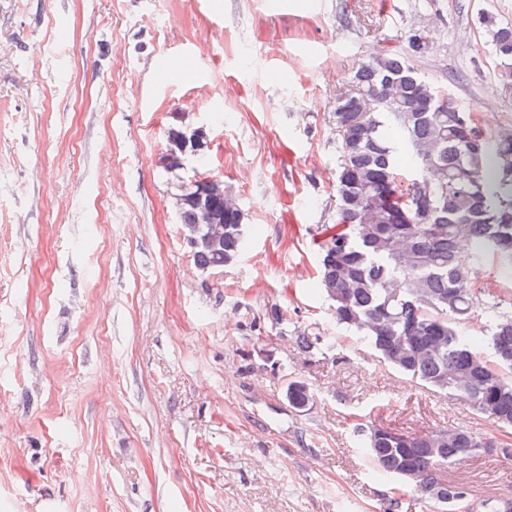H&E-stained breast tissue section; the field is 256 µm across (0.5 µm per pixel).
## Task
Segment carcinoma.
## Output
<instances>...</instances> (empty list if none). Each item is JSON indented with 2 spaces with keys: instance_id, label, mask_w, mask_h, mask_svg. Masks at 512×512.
<instances>
[{
  "instance_id": "carcinoma-1",
  "label": "carcinoma",
  "mask_w": 512,
  "mask_h": 512,
  "mask_svg": "<svg viewBox=\"0 0 512 512\" xmlns=\"http://www.w3.org/2000/svg\"><path fill=\"white\" fill-rule=\"evenodd\" d=\"M494 56L512 76V26L485 17ZM336 223L321 227L318 285L337 325L356 332L393 371L512 430V306L483 282L490 255L512 275V129L488 136L465 105L388 51L362 62L354 87L336 98ZM192 182L176 193L181 229L202 223L201 208L224 224L220 249L192 247L202 269L234 265L244 247V213L213 187L200 207ZM486 316L491 357L462 328ZM298 349L321 350L301 333ZM288 405L314 399L292 381ZM377 474L420 492L437 512H512V497L473 500L436 472L494 444L464 428L403 433L357 428Z\"/></svg>"
}]
</instances>
